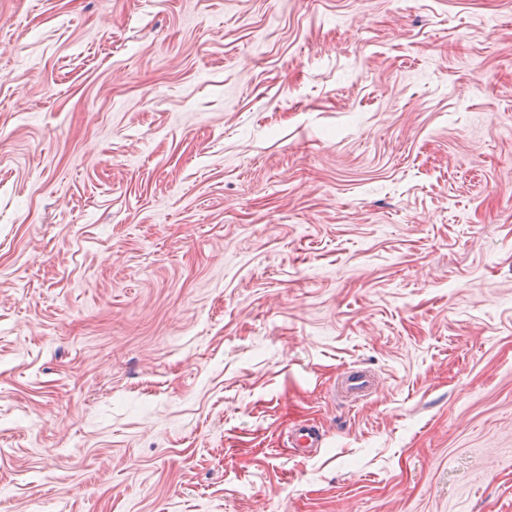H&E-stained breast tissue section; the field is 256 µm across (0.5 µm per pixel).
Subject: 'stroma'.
<instances>
[{
  "mask_svg": "<svg viewBox=\"0 0 512 512\" xmlns=\"http://www.w3.org/2000/svg\"><path fill=\"white\" fill-rule=\"evenodd\" d=\"M0 512H512V0H0Z\"/></svg>",
  "mask_w": 512,
  "mask_h": 512,
  "instance_id": "obj_1",
  "label": "stroma"
}]
</instances>
